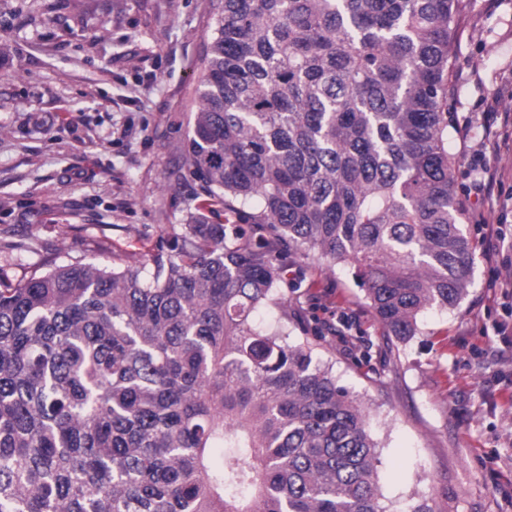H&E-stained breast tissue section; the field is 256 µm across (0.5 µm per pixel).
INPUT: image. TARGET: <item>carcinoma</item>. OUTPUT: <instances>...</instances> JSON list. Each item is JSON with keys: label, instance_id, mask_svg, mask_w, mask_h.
Instances as JSON below:
<instances>
[{"label": "carcinoma", "instance_id": "obj_1", "mask_svg": "<svg viewBox=\"0 0 512 512\" xmlns=\"http://www.w3.org/2000/svg\"><path fill=\"white\" fill-rule=\"evenodd\" d=\"M460 2L217 0L187 223L148 263L0 275V512H385L369 412L319 356L338 329L280 283L351 265L399 343L467 293Z\"/></svg>", "mask_w": 512, "mask_h": 512}]
</instances>
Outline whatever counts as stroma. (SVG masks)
I'll list each match as a JSON object with an SVG mask.
<instances>
[{
    "label": "stroma",
    "instance_id": "1",
    "mask_svg": "<svg viewBox=\"0 0 512 512\" xmlns=\"http://www.w3.org/2000/svg\"><path fill=\"white\" fill-rule=\"evenodd\" d=\"M212 0H0V272L50 259L146 261L184 223L199 183L185 145ZM449 148L473 250L471 285L409 342L382 336L352 268L313 263L308 318H348L326 343L340 385L370 412L386 512H512V0H461ZM504 135L492 195L464 196L479 143ZM504 249L486 257L488 226Z\"/></svg>",
    "mask_w": 512,
    "mask_h": 512
}]
</instances>
